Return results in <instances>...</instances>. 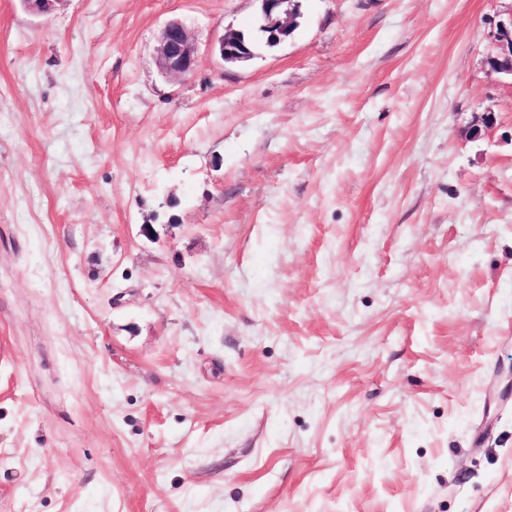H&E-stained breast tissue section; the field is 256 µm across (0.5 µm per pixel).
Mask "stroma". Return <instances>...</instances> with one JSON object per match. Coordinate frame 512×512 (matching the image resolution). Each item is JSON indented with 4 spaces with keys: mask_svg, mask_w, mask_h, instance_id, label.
I'll return each mask as SVG.
<instances>
[{
    "mask_svg": "<svg viewBox=\"0 0 512 512\" xmlns=\"http://www.w3.org/2000/svg\"><path fill=\"white\" fill-rule=\"evenodd\" d=\"M299 5L0 0V512H512V0ZM259 14L256 19L266 44L276 47L290 36L296 22L293 13L295 0H258ZM491 44L496 50L486 58L489 68L495 73L512 77V18L496 25V31L491 36ZM156 65L158 70L174 79L194 73L198 50L194 38L178 20L167 22L158 37ZM213 52L224 64H234L247 61L254 56V51L248 46L243 30H228L213 45Z\"/></svg>",
    "mask_w": 512,
    "mask_h": 512,
    "instance_id": "obj_1",
    "label": "stroma"
}]
</instances>
